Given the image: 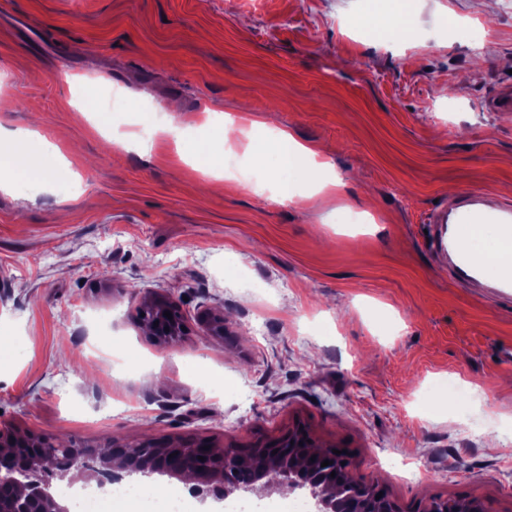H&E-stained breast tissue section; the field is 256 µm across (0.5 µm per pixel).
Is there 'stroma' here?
Instances as JSON below:
<instances>
[{"label":"stroma","instance_id":"35a3bbf8","mask_svg":"<svg viewBox=\"0 0 512 512\" xmlns=\"http://www.w3.org/2000/svg\"><path fill=\"white\" fill-rule=\"evenodd\" d=\"M399 11L0 0V127L44 136L69 171L21 179L0 146V421L244 453L299 420L403 512L437 497L512 512V294L459 281L424 233L470 188L512 205V112L491 103L512 92V0H413L406 38L363 26ZM135 99L166 112L127 150L96 121L138 125ZM207 108L328 146L343 191L285 200L195 170L177 141ZM152 294L180 302L181 340L138 325ZM398 458L422 463L414 481Z\"/></svg>","mask_w":512,"mask_h":512}]
</instances>
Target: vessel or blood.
<instances>
[{"label": "vessel or blood", "instance_id": "b4317fda", "mask_svg": "<svg viewBox=\"0 0 512 512\" xmlns=\"http://www.w3.org/2000/svg\"><path fill=\"white\" fill-rule=\"evenodd\" d=\"M480 227L493 229L500 240L512 241V208L499 204L486 191L469 189L455 202L435 209L428 218L431 248L448 254L461 278L482 277L488 267L471 243Z\"/></svg>", "mask_w": 512, "mask_h": 512}]
</instances>
